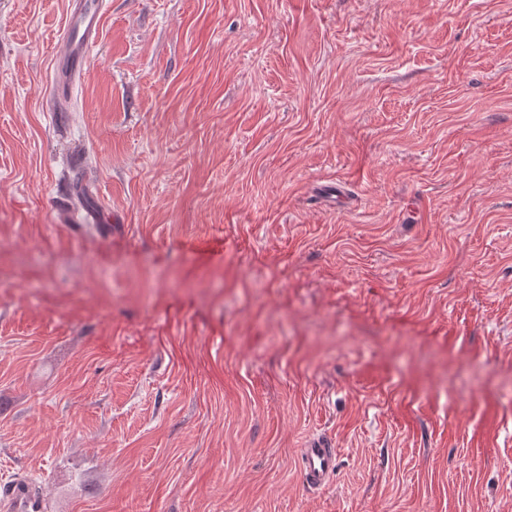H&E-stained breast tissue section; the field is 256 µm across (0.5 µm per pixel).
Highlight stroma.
<instances>
[{
    "instance_id": "obj_1",
    "label": "stroma",
    "mask_w": 512,
    "mask_h": 512,
    "mask_svg": "<svg viewBox=\"0 0 512 512\" xmlns=\"http://www.w3.org/2000/svg\"><path fill=\"white\" fill-rule=\"evenodd\" d=\"M68 7L0 0V479L512 512V0H110L60 118ZM302 478L311 489H324L336 476V448L316 440L301 448L298 456Z\"/></svg>"
}]
</instances>
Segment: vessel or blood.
I'll list each match as a JSON object with an SVG mask.
<instances>
[{"mask_svg":"<svg viewBox=\"0 0 512 512\" xmlns=\"http://www.w3.org/2000/svg\"><path fill=\"white\" fill-rule=\"evenodd\" d=\"M107 5L108 0H70L66 23L53 53L54 81L49 101L54 111H67L72 87L85 73L89 54L100 37ZM298 461L309 488L323 489L333 483L336 451L327 442L313 441L301 449ZM0 497L6 500L10 512H39V502L25 479L1 484Z\"/></svg>","mask_w":512,"mask_h":512,"instance_id":"1","label":"vessel or blood"}]
</instances>
